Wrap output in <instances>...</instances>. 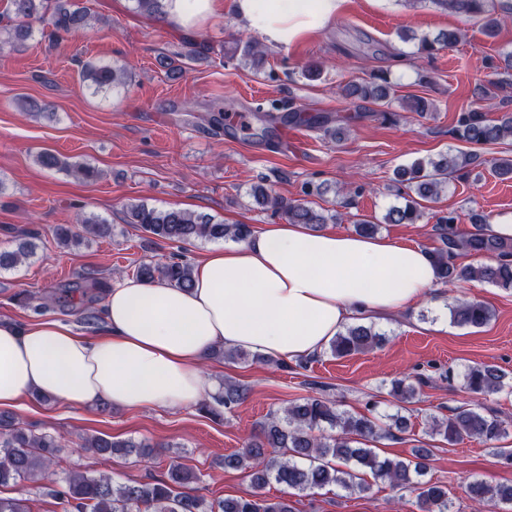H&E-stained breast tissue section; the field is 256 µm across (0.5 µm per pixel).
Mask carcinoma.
<instances>
[{"instance_id": "carcinoma-1", "label": "carcinoma", "mask_w": 512, "mask_h": 512, "mask_svg": "<svg viewBox=\"0 0 512 512\" xmlns=\"http://www.w3.org/2000/svg\"><path fill=\"white\" fill-rule=\"evenodd\" d=\"M10 24L0 27L6 37L0 39V48L9 45L18 48L33 34V23L47 24L45 37L57 41L65 35L85 30L96 20L90 9L78 0H7ZM135 9L164 21L167 17L166 0H134ZM448 12L465 17H479L486 36L494 37L506 20L512 19V0H432ZM460 40L459 33L448 31L433 39L421 40L420 51L428 56ZM376 78L382 83L349 82L340 87L341 96L359 101L387 106L391 102V86L381 74ZM82 79L92 94L106 93L123 85L127 75L123 68L106 62H88L83 65ZM280 104L271 102L270 108H256L260 120L273 124L290 118H301L300 113L278 115ZM206 120L215 128L224 127V104L211 103L205 108ZM458 137L471 145L496 144L512 137V113L505 112L496 119L486 117L478 106L460 114ZM475 159L472 152L460 151L438 161H418L396 170L398 181L407 184L414 197L402 206L388 209L385 222L413 224L422 215V202L438 199L448 182V174L469 167ZM36 162L49 170H66L86 181L95 179L98 170L83 164H70L50 152L36 156ZM258 206L282 214L292 224H304L313 231L323 228L328 221H337L336 214L328 215L316 210L310 202L288 201L259 186L252 191ZM474 231L460 234L456 217L442 215L437 218L434 230L440 246L431 251L438 278L443 284L464 279H481L500 288L512 289V242L491 237L483 232L484 217L470 216ZM76 223L82 225L78 233L68 225H60L54 237L60 247L79 243L83 234L106 236L112 227L94 214L79 215ZM127 223L138 225L143 231L167 241H218L242 242L253 233L249 224H224L207 214H195L180 209L160 210L145 204H132L128 208ZM29 241L15 251L0 252V269L14 268L28 258L36 247L35 231L27 232ZM461 252L494 257L491 264L459 266L456 258ZM136 277L144 281L163 278L179 288L193 285V268L183 261L143 263L136 268ZM454 323L480 328L493 317L492 310L476 300L456 301L449 306ZM381 334L372 326L355 323L339 332L331 340L329 349L336 357H345L377 346ZM464 388L471 401L458 407L452 414L433 419L427 434L440 436L448 443L464 439L477 440L491 448L496 457L512 465V448L498 447L496 442L512 433V423L487 410L481 399L503 391L512 392V381L495 365L482 364L468 368ZM247 390L231 383L224 384L217 399L218 404L230 410L245 400ZM391 395L400 403H409L416 395V386L408 378L392 382ZM387 424L378 418L356 416L336 409V404L323 397H306L292 403L283 415L271 413L268 421L244 443L240 451L224 457L227 468L240 469L250 477L252 494L247 497L225 498L218 503L188 491V486L199 481L189 467L181 463L169 465L167 478L152 482L130 481L116 485L111 477L71 472L61 490L52 496L67 505L66 512H293L288 499L271 500L263 490L272 481L298 492L338 487L344 491L362 493L370 488L367 476L381 480L397 491L416 493L412 502L416 512H450L448 487L425 479L428 474L430 449H414V459L397 460L381 457L375 449L358 447L360 441L376 442L393 436V431L408 428L403 416L390 417ZM82 446L99 456L135 455L152 458L156 447L145 441L115 440L106 435L82 438ZM63 445L55 436L35 434L15 423L11 416L0 415V485L16 480H37L48 476L60 462ZM468 498L478 507H488L492 512L499 506L512 507V485L493 484L473 480L465 485Z\"/></svg>"}]
</instances>
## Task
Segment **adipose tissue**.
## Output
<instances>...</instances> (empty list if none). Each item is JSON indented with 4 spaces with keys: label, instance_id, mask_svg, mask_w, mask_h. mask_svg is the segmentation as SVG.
<instances>
[{
    "label": "adipose tissue",
    "instance_id": "1",
    "mask_svg": "<svg viewBox=\"0 0 512 512\" xmlns=\"http://www.w3.org/2000/svg\"><path fill=\"white\" fill-rule=\"evenodd\" d=\"M345 0H233L238 22L286 49L331 22ZM194 285L129 278L108 289L94 336L45 320L0 319V408L47 396L71 407L108 402L177 411L211 398L203 369L217 348L284 359L322 352L346 325L437 295L428 250L301 224H268L245 242L209 249Z\"/></svg>",
    "mask_w": 512,
    "mask_h": 512
}]
</instances>
